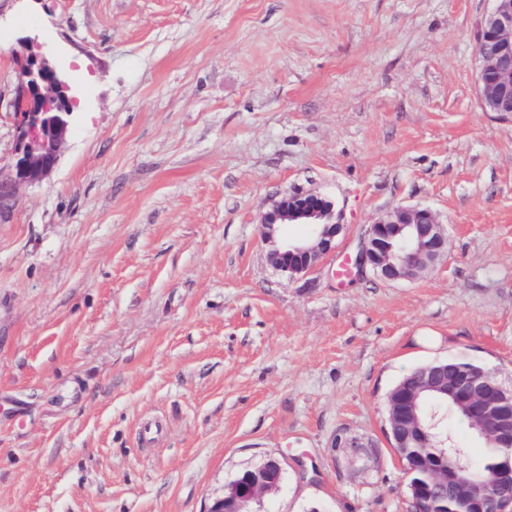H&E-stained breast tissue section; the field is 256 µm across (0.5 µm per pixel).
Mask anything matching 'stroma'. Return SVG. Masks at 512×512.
I'll list each match as a JSON object with an SVG mask.
<instances>
[{
  "label": "stroma",
  "mask_w": 512,
  "mask_h": 512,
  "mask_svg": "<svg viewBox=\"0 0 512 512\" xmlns=\"http://www.w3.org/2000/svg\"><path fill=\"white\" fill-rule=\"evenodd\" d=\"M490 0H0V164L21 41L80 105L60 161L0 213V512H203L277 457L254 512H410L386 426L410 370L512 388V115L485 111ZM336 202L294 279L259 219ZM427 207L447 256L339 279L369 226ZM342 448H334V441ZM290 225L302 226L305 235L290 240L285 235ZM259 226L267 262L290 278L317 268L335 249L336 237L343 229L336 221L335 203L329 197L316 191L299 190L274 201Z\"/></svg>",
  "instance_id": "stroma-1"
}]
</instances>
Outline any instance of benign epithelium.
I'll list each match as a JSON object with an SVG mask.
<instances>
[{
	"mask_svg": "<svg viewBox=\"0 0 512 512\" xmlns=\"http://www.w3.org/2000/svg\"><path fill=\"white\" fill-rule=\"evenodd\" d=\"M478 46V87L488 112L512 113V0H491ZM25 53L10 102L16 119V143L8 175H0V205L17 191L47 179L56 168L72 134L71 116L79 100L67 77L50 62V51L33 41ZM261 241L275 270L291 277L317 268L336 247L343 225L336 221L335 203L316 191H292L278 198L262 216ZM448 254V232L429 208L399 207L382 214L367 232L354 268L371 271L388 283L414 280ZM452 398L481 435L498 448L512 449V392L492 372L448 373L433 362L421 376L389 400L391 446L409 448L430 442L440 420H420V403L427 393ZM432 483L461 502V512H512V457L489 476L476 479L467 465L450 458L434 463L423 457L415 465ZM283 468L268 458L258 473L246 472L224 486L205 512H251L253 503L277 493Z\"/></svg>",
	"mask_w": 512,
	"mask_h": 512,
	"instance_id": "benign-epithelium-1",
	"label": "benign epithelium"
}]
</instances>
